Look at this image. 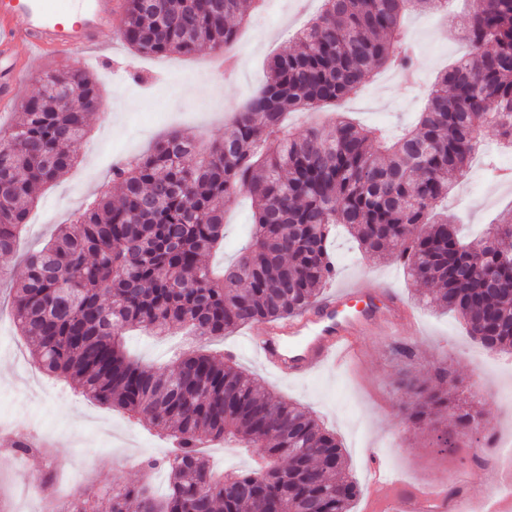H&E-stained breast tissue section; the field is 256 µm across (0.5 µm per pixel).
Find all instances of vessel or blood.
Returning a JSON list of instances; mask_svg holds the SVG:
<instances>
[{"label": "vessel or blood", "mask_w": 512, "mask_h": 512, "mask_svg": "<svg viewBox=\"0 0 512 512\" xmlns=\"http://www.w3.org/2000/svg\"><path fill=\"white\" fill-rule=\"evenodd\" d=\"M124 11V0H0V71L7 76L0 84V109H6L26 73L16 65L15 45L38 55L81 58ZM411 317L394 289L377 293L358 281L334 286L288 321L264 325L252 345L266 368L300 379L323 368L343 370L360 363L363 335L398 331L401 320ZM370 471L381 512H512V491H472L452 499L443 481L418 491L392 475L376 455Z\"/></svg>", "instance_id": "b4317fda"}]
</instances>
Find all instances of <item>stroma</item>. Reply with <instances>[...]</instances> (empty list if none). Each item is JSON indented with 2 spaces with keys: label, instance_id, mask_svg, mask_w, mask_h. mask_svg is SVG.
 Returning a JSON list of instances; mask_svg holds the SVG:
<instances>
[{
  "label": "stroma",
  "instance_id": "35a3bbf8",
  "mask_svg": "<svg viewBox=\"0 0 512 512\" xmlns=\"http://www.w3.org/2000/svg\"><path fill=\"white\" fill-rule=\"evenodd\" d=\"M321 6L322 0H266L262 9L249 11L239 28L231 63L234 73L218 96L190 98L183 93L189 85L213 82L209 52L155 59L128 49L114 30L102 35V49L87 59L47 56L32 62L14 94L15 107L0 114V129L19 117L17 104L36 89L39 77L54 70L92 71L112 111L91 116L87 136L74 147L75 166L41 187L17 254L0 255V267L19 272L22 255L41 247L58 225L70 223L101 187L119 194V185L111 177L113 166L149 151L170 130L189 131L204 145L221 140L225 124L265 83L268 62L296 48L297 29ZM468 11L467 0H456L446 21L429 12L406 14L403 28L422 70L415 86H408L390 70H378L340 110L292 113L289 125L294 134L330 123L340 113L392 134L412 126L437 75L456 59V43L465 33ZM511 208L512 179L487 176L479 162L459 178L447 203L467 237L473 228L487 227ZM224 212V245L207 258L216 266L231 262L251 231V207L245 196L225 202ZM329 252L336 262L337 281L360 280L376 290L393 288L417 313L416 324L402 323L399 335L374 331L364 336V356L354 370L325 369L303 379L276 376L263 369L253 354L250 338L257 331L253 325L203 341L180 329L164 336L133 330L125 336L126 347L132 357L167 372L174 369L181 352L199 346L231 354L260 389L305 407L336 434L345 450L347 473L359 488L353 512H365L370 492L368 453L373 448L385 466L416 486H430L445 476L456 477L458 484L474 491L489 486L504 469L496 450H484L477 436L457 437L455 447L448 450L437 448L435 439L446 428L445 418L428 427L411 425L401 410L398 385L408 376L434 385L439 370L447 369L455 379L451 391L459 404L479 411L487 430L510 437L512 354L484 348L454 314L421 301L396 255L382 258L362 252L341 229L331 238ZM404 346L411 347V359L397 356V348ZM0 419L58 432L62 451L55 460L56 480L35 487L33 502L20 489V461L0 452V512H32L34 505L48 507L68 490L102 494L113 485L138 483L145 477L156 496L169 489L167 470L157 469L147 476L142 469L144 460L167 454L169 444L141 421L88 401L68 384L45 377L16 331L1 286ZM85 458L91 460V467H81Z\"/></svg>",
  "mask_w": 512,
  "mask_h": 512
}]
</instances>
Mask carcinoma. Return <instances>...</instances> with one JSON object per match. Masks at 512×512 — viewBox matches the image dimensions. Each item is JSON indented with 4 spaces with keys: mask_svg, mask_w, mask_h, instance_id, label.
<instances>
[{
    "mask_svg": "<svg viewBox=\"0 0 512 512\" xmlns=\"http://www.w3.org/2000/svg\"><path fill=\"white\" fill-rule=\"evenodd\" d=\"M157 2L127 0L119 36L135 52L193 55L235 44L229 20L244 0ZM440 2L323 0L299 48L272 59L263 87L209 152L171 133L113 172L118 200L99 193L26 258L12 307L34 361L176 444L147 462L167 468L166 499L145 484L117 485L111 512H352L358 486L343 448L308 411L259 389L230 357L194 350L168 374L131 358L120 340L132 326L224 336L298 313L336 275L328 242L338 226L367 253L399 254L422 297L455 313L486 348L512 353V212L468 243L452 217L434 213L453 190L450 178L469 171L482 131L512 147V0H473L465 33L472 51L437 77L400 135L343 115L301 137L281 124L286 112L356 94L377 68L412 72L401 18ZM68 85L76 93L63 111L53 89ZM98 98L88 72H47L11 132L0 133V254L16 252L43 184L73 167L72 147ZM243 193L253 206V243L219 274L202 257L224 239V202ZM402 388L412 425L443 413L456 432H480L479 413L450 391L414 379ZM232 438L265 466L226 482L199 445Z\"/></svg>",
    "mask_w": 512,
    "mask_h": 512,
    "instance_id": "cac0c4a2",
    "label": "carcinoma"
}]
</instances>
